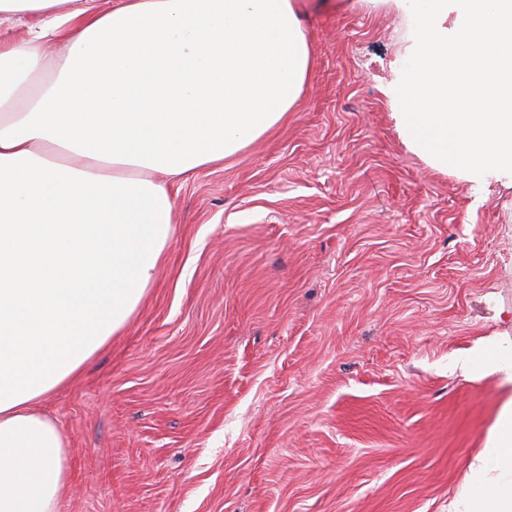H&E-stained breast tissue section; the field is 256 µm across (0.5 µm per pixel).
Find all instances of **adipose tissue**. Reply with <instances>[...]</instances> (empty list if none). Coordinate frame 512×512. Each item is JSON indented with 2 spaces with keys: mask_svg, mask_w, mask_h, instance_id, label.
I'll list each match as a JSON object with an SVG mask.
<instances>
[{
  "mask_svg": "<svg viewBox=\"0 0 512 512\" xmlns=\"http://www.w3.org/2000/svg\"><path fill=\"white\" fill-rule=\"evenodd\" d=\"M0 0V512H53L38 402L121 332L172 235V178L285 122L311 70L296 0ZM451 512H512V398ZM43 19L29 15L1 18V28L8 30L18 40L26 39L32 30L42 25Z\"/></svg>",
  "mask_w": 512,
  "mask_h": 512,
  "instance_id": "ef3b65f1",
  "label": "adipose tissue"
}]
</instances>
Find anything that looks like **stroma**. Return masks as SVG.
<instances>
[{"instance_id":"stroma-1","label":"stroma","mask_w":512,"mask_h":512,"mask_svg":"<svg viewBox=\"0 0 512 512\" xmlns=\"http://www.w3.org/2000/svg\"><path fill=\"white\" fill-rule=\"evenodd\" d=\"M312 50L272 133L174 186L160 271L41 402L55 512H448L507 389L512 187L410 151L385 91L410 10L299 0ZM470 370L480 373H500L512 383V345L511 349H506L500 341H490L484 351L483 364L477 369Z\"/></svg>"}]
</instances>
